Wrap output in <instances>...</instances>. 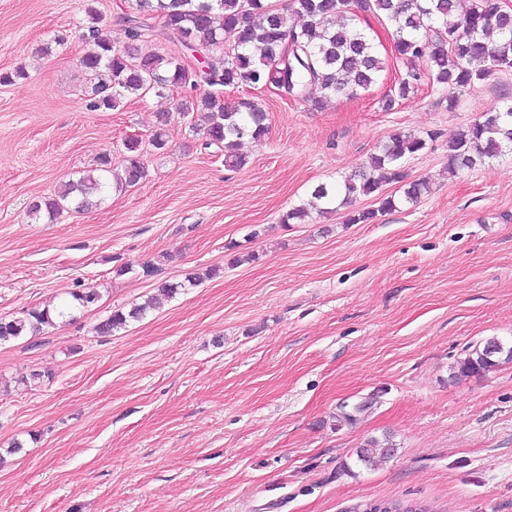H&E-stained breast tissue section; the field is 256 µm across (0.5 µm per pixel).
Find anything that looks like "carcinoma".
I'll return each instance as SVG.
<instances>
[{"mask_svg": "<svg viewBox=\"0 0 512 512\" xmlns=\"http://www.w3.org/2000/svg\"><path fill=\"white\" fill-rule=\"evenodd\" d=\"M138 14L129 19L130 45L119 48L97 26L96 15L87 27L91 50L80 60L94 83L88 91L93 111L116 110L128 96L161 94L169 88L193 91L176 100V108L190 118L192 126L203 127L204 146L224 151V163L241 169L247 164L237 152L240 141H259L268 133L266 113L251 100L226 103L217 92L224 87L273 86L309 100L316 107L337 97H354L376 83L384 70L370 34L356 24L359 13H371L392 28L396 55L407 65V74L387 106L414 91L421 74L416 64L426 62L427 75L434 84L459 92L496 74L512 73V16L503 13L498 0H289L283 9L268 0H137ZM301 24L288 21V12ZM161 20L156 30L149 18ZM159 35L181 52H201L203 65L188 76L179 55L142 53L137 42ZM435 138L394 132L371 155L366 170L344 178L342 184H319L308 203L289 210L284 224H302L310 211L321 214L331 209L347 210L346 223L372 224L379 216L402 204H415L429 192L425 179L408 180L404 160L423 151ZM142 141L125 139L120 172L112 169L109 157L100 165L69 180L59 191L30 208L31 214H45L53 221L79 199L76 209L89 207V197L107 184L122 192L146 177ZM512 154V104L486 112L448 141V172L455 174ZM399 185L400 195H386L383 188ZM376 195L377 208L354 207L357 198ZM96 288H82L71 299L50 309L33 308L22 317L0 319V342L35 336L54 325L53 318L73 317L77 310L98 303ZM152 301L130 309H116L95 327L100 336L140 319ZM500 365L488 361L483 347H467L450 365V376L462 380L480 376ZM374 398L353 406L342 405L336 420L351 425L357 415L370 409ZM396 451L390 437L364 441L356 462L367 469L388 461Z\"/></svg>", "mask_w": 512, "mask_h": 512, "instance_id": "cac0c4a2", "label": "carcinoma"}]
</instances>
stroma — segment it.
<instances>
[{"label":"stroma","mask_w":512,"mask_h":512,"mask_svg":"<svg viewBox=\"0 0 512 512\" xmlns=\"http://www.w3.org/2000/svg\"><path fill=\"white\" fill-rule=\"evenodd\" d=\"M92 9L123 45L136 0H0V73L28 74L0 85V317L81 287L102 294L77 320L0 344V512H352L375 500L512 512V363L459 382L449 372L465 346L512 341V157L447 171L449 139L512 100V75L453 109L424 77L384 109L407 68L390 26L364 16L385 69L357 97L318 109L269 87L225 89V101L259 102L269 126L241 141L248 163L233 171L172 97L88 109ZM397 129L436 135L406 162L430 183L415 205L373 224L341 211L282 223ZM130 136L145 142L139 185L52 222L30 216L103 156L120 168ZM233 243L256 261L230 264ZM152 263L160 272L145 274ZM191 272L196 286L159 295ZM151 297L124 330L95 334ZM33 373L40 382L23 385ZM371 394V409L337 424L340 404ZM386 435L394 457L356 466L364 440ZM152 300L144 304H134L129 310L116 309L105 319L101 320L95 327L100 336H110L113 332L125 328L130 321L140 319L146 310L151 306Z\"/></svg>","instance_id":"1"}]
</instances>
